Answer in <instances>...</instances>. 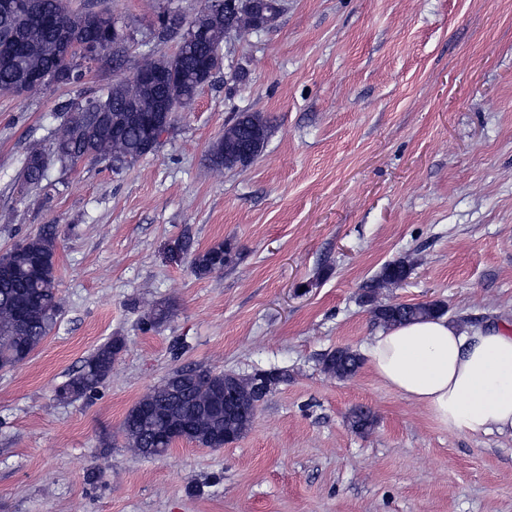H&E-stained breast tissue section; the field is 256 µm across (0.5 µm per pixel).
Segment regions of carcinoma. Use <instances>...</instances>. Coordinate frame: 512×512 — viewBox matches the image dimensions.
<instances>
[{"instance_id":"obj_1","label":"carcinoma","mask_w":512,"mask_h":512,"mask_svg":"<svg viewBox=\"0 0 512 512\" xmlns=\"http://www.w3.org/2000/svg\"><path fill=\"white\" fill-rule=\"evenodd\" d=\"M232 0H205L207 13L201 17L204 32L196 41L179 40L176 52L162 59L146 58L136 74L117 80L104 93L72 101L62 109L57 128L55 159L65 166L73 159L107 160L115 169L147 155L144 146L148 133L143 118L152 114L156 103H167L170 114L187 108L199 89L207 83L205 75L216 67L214 46L224 42L227 21L235 31L246 33L254 26L250 13L233 10ZM37 11L55 19L79 39L96 41L112 36V15L68 12L63 0H34ZM64 64L59 55L55 28L42 25L28 15L0 16V94L13 95L15 89L31 94L40 86L27 82L34 70L49 72ZM269 133L268 121L258 114L242 112L224 129L210 150L211 165L232 168L226 157L240 146L250 145L260 155ZM48 160L40 151L31 152L25 161L23 180L37 186L46 177ZM56 226L51 224L0 256V368L27 362L50 333L61 309L56 277ZM181 250L189 255L194 273L200 277L224 271L230 260H220L231 251L224 243L198 250L186 240ZM402 262L385 265L379 276L365 283L364 297L407 278ZM443 312V304H400L372 310L382 326L406 322ZM173 310L168 305L152 304L144 318L151 327L168 321ZM125 347L124 338L114 336L100 345L56 390L61 402H74L95 391L112 374V366ZM323 369L339 378L353 376L362 358L346 348L324 355ZM202 366H184L150 389L126 414L122 422L125 448L134 455L156 458L172 445L162 433L173 426H187L188 438L207 448L224 447V437L236 441L250 429L265 395L257 390L250 376L237 380L238 404L224 408V378ZM353 430L363 433L375 423L370 411H353L349 418Z\"/></svg>"}]
</instances>
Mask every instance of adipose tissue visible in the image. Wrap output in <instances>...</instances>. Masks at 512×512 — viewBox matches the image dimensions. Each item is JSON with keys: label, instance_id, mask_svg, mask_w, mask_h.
Listing matches in <instances>:
<instances>
[{"label": "adipose tissue", "instance_id": "adipose-tissue-1", "mask_svg": "<svg viewBox=\"0 0 512 512\" xmlns=\"http://www.w3.org/2000/svg\"><path fill=\"white\" fill-rule=\"evenodd\" d=\"M363 355L385 385L442 428L512 435V332L428 317L384 327Z\"/></svg>", "mask_w": 512, "mask_h": 512}]
</instances>
